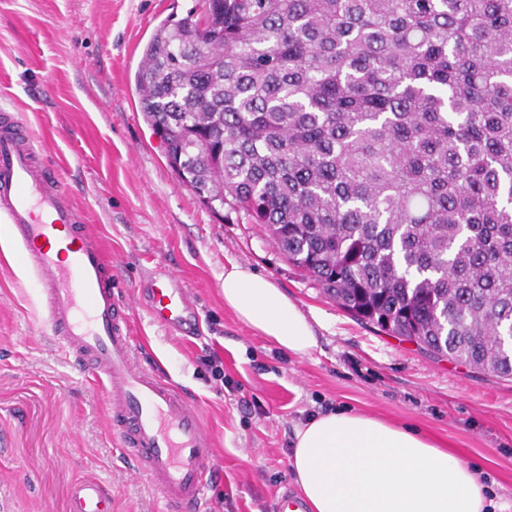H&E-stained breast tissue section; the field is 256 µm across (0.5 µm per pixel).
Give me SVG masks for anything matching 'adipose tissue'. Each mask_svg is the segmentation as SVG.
<instances>
[{
	"instance_id": "adipose-tissue-1",
	"label": "adipose tissue",
	"mask_w": 512,
	"mask_h": 512,
	"mask_svg": "<svg viewBox=\"0 0 512 512\" xmlns=\"http://www.w3.org/2000/svg\"><path fill=\"white\" fill-rule=\"evenodd\" d=\"M224 303L282 350L309 355L317 345L298 306L263 275L224 270ZM292 472L310 512H485L478 472L420 432L375 417L326 412L295 435Z\"/></svg>"
}]
</instances>
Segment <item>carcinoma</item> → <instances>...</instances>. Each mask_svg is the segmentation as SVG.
<instances>
[{
	"label": "carcinoma",
	"mask_w": 512,
	"mask_h": 512,
	"mask_svg": "<svg viewBox=\"0 0 512 512\" xmlns=\"http://www.w3.org/2000/svg\"><path fill=\"white\" fill-rule=\"evenodd\" d=\"M140 111L354 319L512 380V0H205Z\"/></svg>",
	"instance_id": "1"
}]
</instances>
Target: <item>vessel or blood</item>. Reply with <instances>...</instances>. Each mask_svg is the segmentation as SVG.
I'll return each mask as SVG.
<instances>
[{
    "label": "vessel or blood",
    "mask_w": 512,
    "mask_h": 512,
    "mask_svg": "<svg viewBox=\"0 0 512 512\" xmlns=\"http://www.w3.org/2000/svg\"><path fill=\"white\" fill-rule=\"evenodd\" d=\"M36 152L32 129L0 112V215L39 280L54 341L105 386L112 431L159 490L163 512H201L215 452L200 411L142 364L112 265L56 171L34 163ZM141 292L154 323L178 333L194 326L195 306L171 273L153 276ZM69 512H112V499L87 481L73 488Z\"/></svg>",
    "instance_id": "vessel-or-blood-1"
}]
</instances>
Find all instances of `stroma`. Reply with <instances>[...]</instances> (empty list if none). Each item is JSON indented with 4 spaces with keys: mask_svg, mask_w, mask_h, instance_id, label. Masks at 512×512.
Listing matches in <instances>:
<instances>
[{
    "mask_svg": "<svg viewBox=\"0 0 512 512\" xmlns=\"http://www.w3.org/2000/svg\"><path fill=\"white\" fill-rule=\"evenodd\" d=\"M204 0H0V101L39 144L112 259L143 360L201 412L217 448L206 512H274L295 489V433L329 410L430 436L484 477L490 512H512V381L439 361L362 324L288 263L265 228L210 211L169 167L135 92L143 48L163 21ZM269 277L311 323L317 346L286 354L225 306L224 268ZM174 271L195 301L185 336L134 304L147 276ZM213 348L215 377L201 360ZM95 480L112 512H158V491L113 437L104 388L51 338L41 288L12 239L0 241V512H68Z\"/></svg>",
    "mask_w": 512,
    "mask_h": 512,
    "instance_id": "35a3bbf8",
    "label": "stroma"
}]
</instances>
